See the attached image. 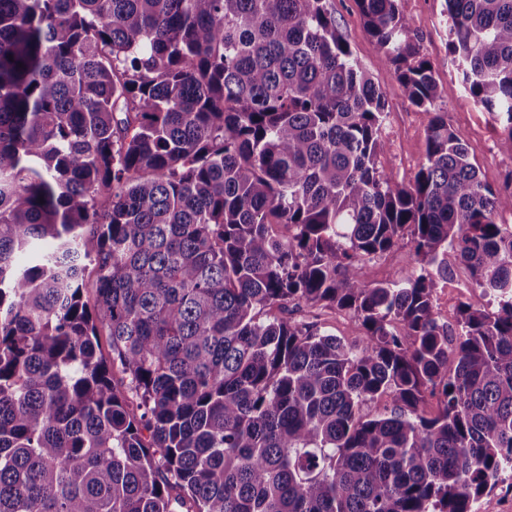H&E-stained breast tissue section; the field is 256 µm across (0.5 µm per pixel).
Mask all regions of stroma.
Here are the masks:
<instances>
[{"instance_id":"35a3bbf8","label":"stroma","mask_w":512,"mask_h":512,"mask_svg":"<svg viewBox=\"0 0 512 512\" xmlns=\"http://www.w3.org/2000/svg\"><path fill=\"white\" fill-rule=\"evenodd\" d=\"M332 2L343 36L385 101L387 119L382 136L386 146L379 156V167L396 182L409 183L425 159L430 116L405 97L391 64L365 33L353 0ZM401 9L420 34L422 52L433 66L440 92L438 111L444 112L449 126L467 145L483 182L499 188L512 173V154L500 148V125L463 89L457 66L447 49L444 0H401Z\"/></svg>"}]
</instances>
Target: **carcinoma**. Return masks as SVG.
Wrapping results in <instances>:
<instances>
[{"mask_svg": "<svg viewBox=\"0 0 512 512\" xmlns=\"http://www.w3.org/2000/svg\"><path fill=\"white\" fill-rule=\"evenodd\" d=\"M444 2L512 154V0ZM354 4L436 108L400 0ZM385 119L330 0H0V512H475L512 466V182L435 112L398 184ZM403 243L418 273L369 279ZM450 249L497 306L454 341ZM316 314H318L316 321L322 327L321 330L336 336L346 344L353 343L362 335L360 320L348 311L315 310L313 313H308L303 309L296 312L294 317L311 320Z\"/></svg>", "mask_w": 512, "mask_h": 512, "instance_id": "1", "label": "carcinoma"}]
</instances>
